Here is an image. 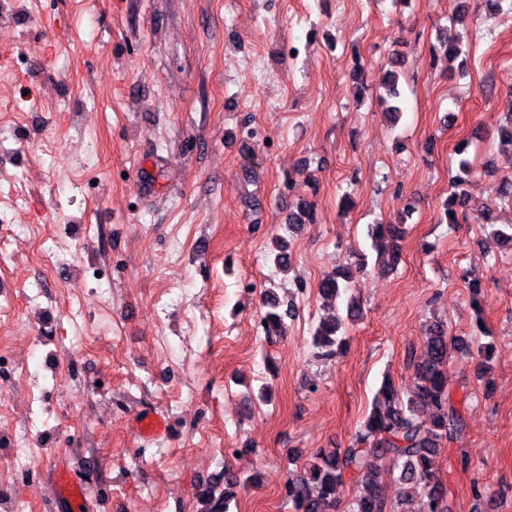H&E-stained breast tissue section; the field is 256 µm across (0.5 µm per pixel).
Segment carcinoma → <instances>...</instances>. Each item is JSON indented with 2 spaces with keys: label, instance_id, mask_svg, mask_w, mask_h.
Masks as SVG:
<instances>
[{
  "label": "carcinoma",
  "instance_id": "1",
  "mask_svg": "<svg viewBox=\"0 0 512 512\" xmlns=\"http://www.w3.org/2000/svg\"><path fill=\"white\" fill-rule=\"evenodd\" d=\"M432 59L440 57L453 61L463 54L462 36L441 33L430 47ZM404 68L403 57L394 52L388 59L384 85L387 96L381 99L386 118L391 123L399 120L402 112L399 77ZM467 143L456 149L458 174L452 180L453 190L448 195L445 218L458 222V213L471 209V196L465 189L471 173L466 157ZM312 206L303 203L290 207L288 224H306L311 220ZM402 228L396 224H370L368 236L378 251L389 247L392 254L399 251ZM356 276L343 277L327 274L320 283L324 314L320 317L313 336V346L324 356H332L345 345L348 324L359 317L360 306L355 294ZM266 311L260 326L267 338L281 336L286 331L284 317L291 310L279 312L280 302L272 291L265 295ZM424 358L415 366L416 391L402 398L390 380L379 388L372 410L347 448L319 451L304 466V472L291 474L285 483L284 497L292 504L293 512H327L336 506V487L348 479L357 488L351 512H386L382 494L383 470L380 462L389 457L399 470L397 481L403 492L400 501L417 502V512H451L448 489L434 481L440 444L444 439L463 436L466 424L454 404L446 375L451 354L463 349L462 344L448 336V327L442 320L430 322L425 329ZM430 408L429 420L420 418V410ZM224 490L216 492V484L203 488L199 498L203 512H230L235 501L236 488L245 487L253 480L243 479L230 468L223 470Z\"/></svg>",
  "mask_w": 512,
  "mask_h": 512
}]
</instances>
